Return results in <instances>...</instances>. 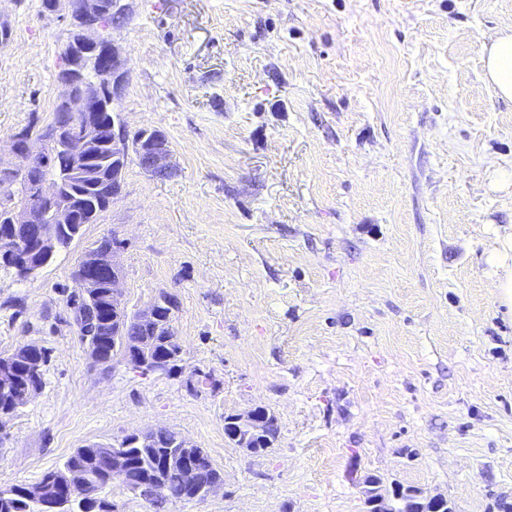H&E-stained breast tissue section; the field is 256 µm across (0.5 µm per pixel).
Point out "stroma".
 <instances>
[{
  "label": "stroma",
  "instance_id": "35a3bbf8",
  "mask_svg": "<svg viewBox=\"0 0 512 512\" xmlns=\"http://www.w3.org/2000/svg\"><path fill=\"white\" fill-rule=\"evenodd\" d=\"M41 3L0 0L4 155L62 93L69 21ZM505 28L512 0H136L114 111L161 131L175 171L129 164L122 198L37 276L0 268V356L48 352L0 420V490L164 428L224 475L168 512H365L371 476L454 512L512 507V311L492 288L512 101L483 71ZM112 235L130 310L177 297V373L87 356L72 271ZM257 405L279 433L254 455L224 418Z\"/></svg>",
  "mask_w": 512,
  "mask_h": 512
}]
</instances>
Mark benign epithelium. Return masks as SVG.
Here are the masks:
<instances>
[{"label": "benign epithelium", "mask_w": 512, "mask_h": 512, "mask_svg": "<svg viewBox=\"0 0 512 512\" xmlns=\"http://www.w3.org/2000/svg\"><path fill=\"white\" fill-rule=\"evenodd\" d=\"M135 0H112V9L103 7L101 0H52L50 12L64 15L70 22L69 43L84 48V52L101 55L107 60L106 75L108 83L87 80L81 88H76L73 77L78 65H69L59 78L63 92L60 98L61 108L55 114L45 137L41 142L32 140L26 130H19L10 138V151L20 160L18 164L6 163L0 159V194L6 196L14 190L23 175L40 158V145L46 144L53 151L63 150L71 158L84 156L88 144L99 134L100 102L107 85H112V96L121 94L129 80V70L122 51L115 44L113 33L132 15V3ZM112 151L124 160L136 156L140 169L152 177L172 174L174 164L172 150L162 135L158 134L147 145L133 150L124 123H112ZM31 202L23 207L8 210L11 224H27L37 229L36 237L22 239L7 234L0 235V262L15 269L21 277L27 278L42 270L44 265L33 261L38 252L53 253L58 248L56 227L71 223V201L64 199L63 186L55 181H42L27 186ZM79 277L75 283V298L70 303L74 324L84 313L93 309L99 282H107L110 289L109 301L112 310V323L123 326L128 313L123 282V268L117 257V247H97L82 254L77 262ZM176 297L169 291L159 292L150 302L133 314V321L143 329L153 327L160 313L173 308ZM158 342L153 336H114L112 337V359L121 358L142 373H165L166 366L155 360L153 354ZM18 359L28 368L34 378L40 377L43 364L42 349L34 344H26ZM0 389L11 392L15 399L27 402L40 389L37 382L15 389L13 386V362L0 360ZM277 420L270 419L252 408L232 417L233 438L237 447L252 454L257 453L256 441L265 438L269 427ZM131 441L145 446L159 447L161 440H167V464L180 471L182 481L188 486L201 485L198 499L204 500L221 487V483L201 484L205 469L212 466L207 453L178 434H169L167 429L135 432L130 434ZM106 452L113 479H124L127 470L125 449L101 445ZM66 485L74 492H85L91 498L103 500L106 512H117L116 506L102 499L100 487H91L90 475L79 468L64 471L59 476L47 477L28 486L26 495L35 503L39 512H67V501L57 490ZM148 491L147 499L161 501L167 498L168 487L163 478L143 485ZM367 512H436L448 499L442 495L426 496L421 490L409 493V497L369 493Z\"/></svg>", "instance_id": "benign-epithelium-1"}]
</instances>
